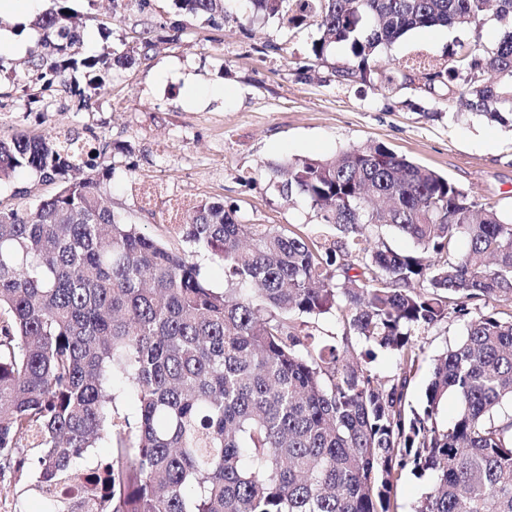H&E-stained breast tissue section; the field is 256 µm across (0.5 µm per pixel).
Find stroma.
<instances>
[{"instance_id": "1", "label": "stroma", "mask_w": 512, "mask_h": 512, "mask_svg": "<svg viewBox=\"0 0 512 512\" xmlns=\"http://www.w3.org/2000/svg\"><path fill=\"white\" fill-rule=\"evenodd\" d=\"M69 6L88 53L122 50L143 30L159 42L149 59L107 73L108 85L89 112L77 94L86 72L67 73L51 97L31 105L24 93L32 71L27 54L0 52V83L14 86L11 98L0 101V138L75 130L111 139L106 197L115 214L190 252L212 287H223L224 269L175 234L178 206L221 201L247 224L335 236L302 195L280 192L270 166L288 159L381 144L474 192L481 203L512 212V128L459 115L457 91L431 92L394 75L411 56L444 63L459 44H498L508 28L495 19L476 31L436 26L382 44L371 62L373 79L363 83L340 75L354 63L348 45L316 59L320 32L313 21L288 29L252 17L245 0H225L223 17L210 22L176 0H70ZM56 190L27 171L0 184V201L25 209ZM463 330V323L442 321L418 335L423 354L408 389L409 409L422 411L434 359Z\"/></svg>"}]
</instances>
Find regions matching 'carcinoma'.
<instances>
[{
	"label": "carcinoma",
	"mask_w": 512,
	"mask_h": 512,
	"mask_svg": "<svg viewBox=\"0 0 512 512\" xmlns=\"http://www.w3.org/2000/svg\"><path fill=\"white\" fill-rule=\"evenodd\" d=\"M492 1L497 20L512 21V0H250L252 16L290 28L314 17V56L349 44L355 64L342 77L362 82L381 44L476 27ZM57 2L35 22L33 97L66 71L125 68L153 50L141 37L111 57L83 55L68 0ZM177 3L224 15V0ZM451 57L450 67L407 59L402 76L430 89L457 83L465 111L512 124V35ZM101 87L98 78L80 91L84 109ZM25 170L58 189L31 212L0 204V494L15 489L5 477L30 452L31 489L53 512H74L49 492L81 475L74 462L89 449L106 448L95 512H391L407 469L430 479L416 512H512V315L468 308L512 303V214L381 144L295 158L275 169L282 190L339 235L245 224L200 200L177 235L224 266L220 290L184 251L105 204L112 142L0 139V180ZM378 225L416 250L376 242ZM333 310L341 347L292 320ZM465 316L462 339L435 359L423 412L409 413L415 337ZM354 339L372 345L370 362L377 349L392 354L399 372L379 378L355 359ZM120 386L137 398L132 422L119 418Z\"/></svg>",
	"instance_id": "1"
}]
</instances>
